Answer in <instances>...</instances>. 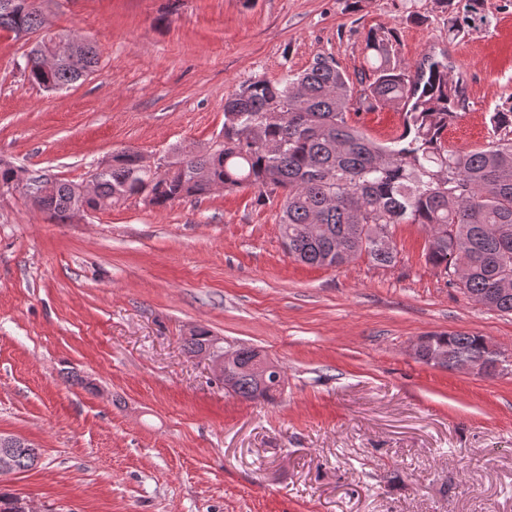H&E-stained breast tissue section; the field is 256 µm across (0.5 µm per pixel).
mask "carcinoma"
Instances as JSON below:
<instances>
[{
	"label": "carcinoma",
	"mask_w": 512,
	"mask_h": 512,
	"mask_svg": "<svg viewBox=\"0 0 512 512\" xmlns=\"http://www.w3.org/2000/svg\"><path fill=\"white\" fill-rule=\"evenodd\" d=\"M0 9V29L34 34L44 26V0H14ZM448 15L453 40L489 24L488 0H436ZM82 45L79 66L46 69L47 36L25 58L28 80L47 91L68 88L98 66L95 46ZM368 74L354 96L346 70L319 54L306 69L281 80L258 78L224 101V142L212 151L182 149L175 167L159 175L143 155L124 149L107 171L93 177V194L46 174L30 175L55 224L73 223L74 210L96 212L140 196L165 207L219 188L247 187L262 199L282 192L279 228L288 257L314 267L339 265V255H366L377 266L395 263L394 248L375 239L397 224L428 228L426 258L476 304L512 315V96L489 114L486 146L450 150L445 132L466 111L462 76L448 62L425 57L413 67L397 55L390 33L366 36ZM366 108L402 110L403 130L382 146L349 122L353 100ZM210 331L196 327L184 347L196 354L209 346ZM430 347L448 361L488 354L489 340L470 332L431 333ZM234 395L272 403L281 392L278 373L257 392L253 381L231 371ZM34 445L13 452L18 473L33 468Z\"/></svg>",
	"instance_id": "cac0c4a2"
}]
</instances>
